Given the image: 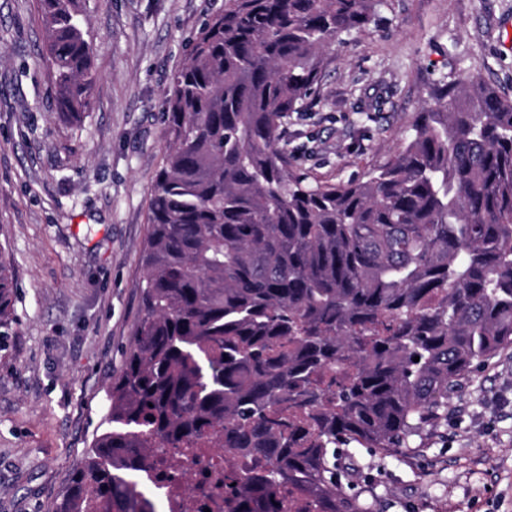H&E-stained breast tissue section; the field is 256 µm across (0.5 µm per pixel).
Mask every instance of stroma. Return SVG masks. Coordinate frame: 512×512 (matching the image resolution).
Masks as SVG:
<instances>
[{
	"mask_svg": "<svg viewBox=\"0 0 512 512\" xmlns=\"http://www.w3.org/2000/svg\"><path fill=\"white\" fill-rule=\"evenodd\" d=\"M224 0H86L98 81L65 122L35 0H0V246L15 271L0 341V512H57L102 431L141 317L164 98ZM369 31L324 54L283 136L297 171L331 183L389 162L430 89L477 75L512 98V0H386ZM341 486L371 512H512V348L480 365L409 447L359 448Z\"/></svg>",
	"mask_w": 512,
	"mask_h": 512,
	"instance_id": "1",
	"label": "stroma"
}]
</instances>
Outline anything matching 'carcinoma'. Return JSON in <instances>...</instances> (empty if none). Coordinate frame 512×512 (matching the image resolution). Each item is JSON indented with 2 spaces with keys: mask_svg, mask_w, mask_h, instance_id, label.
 I'll return each instance as SVG.
<instances>
[{
  "mask_svg": "<svg viewBox=\"0 0 512 512\" xmlns=\"http://www.w3.org/2000/svg\"><path fill=\"white\" fill-rule=\"evenodd\" d=\"M57 111L97 80L83 0H38ZM385 0H224L164 99L142 316L105 428L59 512H152L156 448L211 430L241 461L234 512H370L337 480L356 447L407 448L473 369L512 347V99L438 84L391 162L363 181L293 171L282 132L334 39ZM0 247V337L16 323ZM419 361H413L414 357Z\"/></svg>",
  "mask_w": 512,
  "mask_h": 512,
  "instance_id": "cac0c4a2",
  "label": "carcinoma"
}]
</instances>
